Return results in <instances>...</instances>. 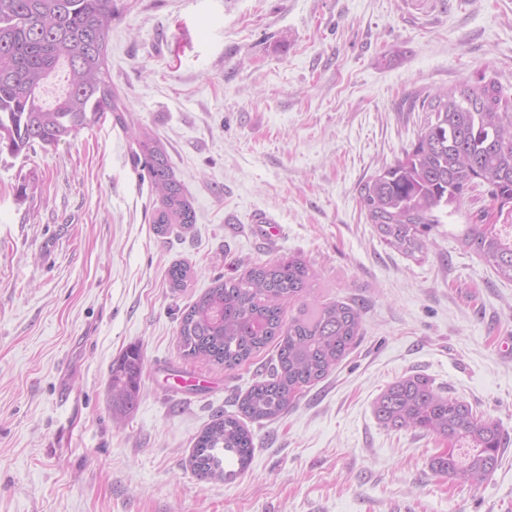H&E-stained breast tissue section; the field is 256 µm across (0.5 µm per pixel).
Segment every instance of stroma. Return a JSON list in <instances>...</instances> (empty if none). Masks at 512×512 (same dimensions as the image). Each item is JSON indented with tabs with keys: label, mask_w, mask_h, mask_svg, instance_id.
<instances>
[{
	"label": "stroma",
	"mask_w": 512,
	"mask_h": 512,
	"mask_svg": "<svg viewBox=\"0 0 512 512\" xmlns=\"http://www.w3.org/2000/svg\"><path fill=\"white\" fill-rule=\"evenodd\" d=\"M107 43L129 130L0 156V512H512V282L463 250L468 190L411 258L375 234L359 188L423 124L411 92L492 79L512 97V0H113ZM165 147L195 210L157 234L131 130ZM303 259L322 303H358L363 338L272 421H247L245 474L200 481L195 436L235 414L273 347L234 371L187 361L182 315L216 278ZM194 277L172 290L167 269ZM143 355L128 416L113 361ZM427 376L498 422L478 487L435 474L442 446L381 425L389 384Z\"/></svg>",
	"instance_id": "obj_1"
}]
</instances>
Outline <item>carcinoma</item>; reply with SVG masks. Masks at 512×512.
<instances>
[{
  "mask_svg": "<svg viewBox=\"0 0 512 512\" xmlns=\"http://www.w3.org/2000/svg\"><path fill=\"white\" fill-rule=\"evenodd\" d=\"M112 0H0V154L17 157L33 145H56L105 114L127 128L128 108L112 86L107 40ZM67 87L49 103L46 86L59 67ZM406 112L425 113L404 158L364 183L359 200L368 223L395 251L417 257L429 234L460 208L469 188L489 186L492 208L477 224L457 233L461 247L475 252L497 276L512 282V228L490 223L512 214V99L496 82L467 81L434 96L409 94ZM134 158L146 171L160 206L152 223L164 233L173 224L195 222L183 184L166 149L149 132L135 139ZM193 278L185 263L167 271L174 289ZM309 266L280 258L255 264L234 278L216 280L183 314L178 349L185 360H202L232 371L272 345L276 360L240 403L253 421L275 420L305 389L325 378L361 340L358 307L341 301L302 304L285 316V304L310 292ZM143 357L131 348L111 366L112 412L129 414L136 405ZM378 422L395 430H418L448 444L431 469L451 480L481 485L498 466L506 438L499 424L468 401L437 389L420 374L403 377L376 398ZM253 435L236 417L218 415L195 438L189 465L200 480L226 479V457L244 471Z\"/></svg>",
  "mask_w": 512,
  "mask_h": 512,
  "instance_id": "obj_1",
  "label": "carcinoma"
}]
</instances>
